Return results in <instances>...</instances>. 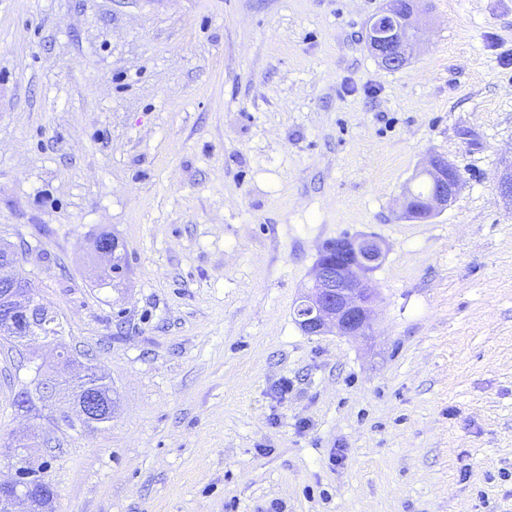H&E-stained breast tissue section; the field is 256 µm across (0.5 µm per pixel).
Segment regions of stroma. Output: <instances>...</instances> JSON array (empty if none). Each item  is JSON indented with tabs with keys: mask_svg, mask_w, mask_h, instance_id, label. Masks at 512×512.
<instances>
[{
	"mask_svg": "<svg viewBox=\"0 0 512 512\" xmlns=\"http://www.w3.org/2000/svg\"><path fill=\"white\" fill-rule=\"evenodd\" d=\"M384 3L0 0V242L118 394L84 435L23 415L56 356L0 344L55 512H512V0H421L397 70ZM432 153L463 186L405 218ZM345 235L384 246L374 320L306 334ZM413 1L387 0L384 9L369 24L368 47L387 69H398L407 64L417 47L419 29ZM105 241L112 244V250L108 244H104L98 249L99 245H102ZM117 249L118 243L115 241V239L106 235L100 236L95 242V251L98 253L99 259L105 264L111 263L109 267L110 277H117L125 265V257L120 252L117 253ZM112 274L115 275L112 276Z\"/></svg>",
	"mask_w": 512,
	"mask_h": 512,
	"instance_id": "1",
	"label": "stroma"
}]
</instances>
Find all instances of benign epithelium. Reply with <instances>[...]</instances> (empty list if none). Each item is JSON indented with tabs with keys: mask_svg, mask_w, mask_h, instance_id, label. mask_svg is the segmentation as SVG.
<instances>
[{
	"mask_svg": "<svg viewBox=\"0 0 512 512\" xmlns=\"http://www.w3.org/2000/svg\"><path fill=\"white\" fill-rule=\"evenodd\" d=\"M413 0H386L384 9L369 24L367 43L373 56L387 69H398L412 58L419 41ZM421 174L433 188L421 198L413 192L404 193V214L409 218L427 220L448 207L462 186L460 170L440 154L430 156ZM383 259V248L373 236L336 239L329 250L322 251L312 269V285L301 300L305 311L295 312V320L305 333L320 334L333 327L347 335L363 334L369 328L376 292L371 274ZM17 255L0 257V324L8 327L21 340L31 319L27 294L13 274ZM106 404L89 396L50 416L76 424L100 416ZM12 454L19 463L8 480L0 479V512H16L17 503L29 490L47 484L42 465L30 460L29 449L15 448Z\"/></svg>",
	"mask_w": 512,
	"mask_h": 512,
	"instance_id": "obj_1",
	"label": "benign epithelium"
}]
</instances>
